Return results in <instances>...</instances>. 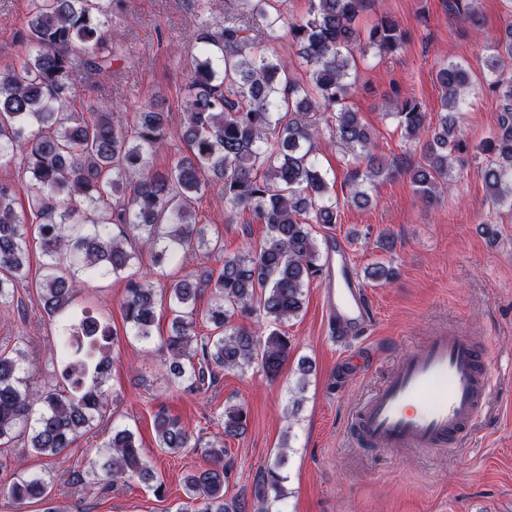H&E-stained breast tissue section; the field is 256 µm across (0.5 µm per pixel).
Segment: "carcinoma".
Masks as SVG:
<instances>
[{"mask_svg":"<svg viewBox=\"0 0 512 512\" xmlns=\"http://www.w3.org/2000/svg\"><path fill=\"white\" fill-rule=\"evenodd\" d=\"M307 15L290 20L283 0H236L235 17L204 22L194 33L198 54L191 57L192 80L183 107L182 138L188 153L168 170H154L151 159L167 135L163 109L150 107L130 130L112 123V103L84 112L73 95L77 67L89 75L110 72L120 60L102 28L121 0H30L19 41L26 51L0 70V168L21 158L17 179L30 190L29 211L17 212L10 187L0 183V305L14 301L28 281L31 240L26 225H38L44 274L38 283L46 314L57 323L53 350L59 378L34 387L25 377L27 350L16 345L0 353V447L19 440L37 454L56 457L102 421L109 407L105 385L112 373L114 333L77 305L88 283L112 275L126 280L123 310L132 334L152 337L157 289L128 273L143 245L155 265L175 263L196 251H216L208 227L199 223L195 205L215 178L222 183L220 203L231 212L253 214L267 226V238L254 253L224 258L214 271L204 268L173 279L164 289L172 316L160 346L170 382L189 392L217 386L220 374L254 364L278 375L292 350L281 330L304 305V288L322 272L321 249L312 225L337 223L338 201L316 156L324 131L359 147L373 185L394 174L393 164L375 152L369 129L347 100L354 51L393 55L407 34L383 16L359 29L367 0H309ZM268 37L285 31L306 76L294 65L256 47L254 21ZM491 51L488 80L502 99L498 128L478 149L488 156L483 171L487 196L512 210V24L486 35ZM440 110L431 116L415 99L396 102L392 116L405 138L421 145L422 161L405 169L419 199L427 205L448 190L452 156L468 150L456 113L466 104L468 71L450 62L436 72ZM377 283L394 279L383 264L366 269ZM211 290L214 302L199 313L196 301ZM263 315L275 328L262 337L235 318ZM210 325L201 334L197 320ZM248 414L242 406L224 408V435H242ZM157 448L178 453L191 447L180 420L160 410L154 415ZM103 461L88 473H104L116 487L155 472L126 426H112L103 444ZM226 448L206 443L210 468L185 477L186 512H240L224 502L229 469ZM0 469L12 480L0 496L21 505H52L51 481L21 474V460L0 457ZM260 500L284 496L277 468L259 477Z\"/></svg>","mask_w":512,"mask_h":512,"instance_id":"cac0c4a2","label":"carcinoma"}]
</instances>
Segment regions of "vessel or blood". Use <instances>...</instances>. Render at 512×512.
Instances as JSON below:
<instances>
[{
    "label": "vessel or blood",
    "instance_id": "b4317fda",
    "mask_svg": "<svg viewBox=\"0 0 512 512\" xmlns=\"http://www.w3.org/2000/svg\"><path fill=\"white\" fill-rule=\"evenodd\" d=\"M328 315L337 343L374 324L373 307L346 243L334 238L327 258ZM490 356L449 331L405 355L355 411L358 447L401 451L455 448L473 430L490 393Z\"/></svg>",
    "mask_w": 512,
    "mask_h": 512
}]
</instances>
